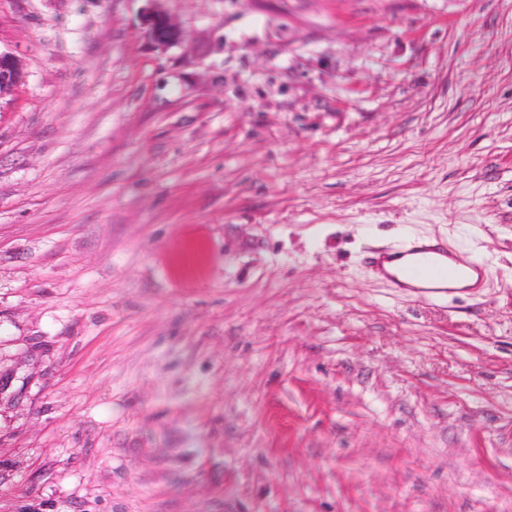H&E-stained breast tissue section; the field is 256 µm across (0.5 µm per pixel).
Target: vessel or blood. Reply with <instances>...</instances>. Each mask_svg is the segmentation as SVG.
<instances>
[{
  "instance_id": "b4317fda",
  "label": "vessel or blood",
  "mask_w": 512,
  "mask_h": 512,
  "mask_svg": "<svg viewBox=\"0 0 512 512\" xmlns=\"http://www.w3.org/2000/svg\"><path fill=\"white\" fill-rule=\"evenodd\" d=\"M367 262L393 287L421 295L465 292L479 287L488 275L483 262L449 250L440 240L406 247L374 246L368 250Z\"/></svg>"
}]
</instances>
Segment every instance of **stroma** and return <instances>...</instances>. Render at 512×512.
<instances>
[{
  "label": "stroma",
  "instance_id": "1",
  "mask_svg": "<svg viewBox=\"0 0 512 512\" xmlns=\"http://www.w3.org/2000/svg\"><path fill=\"white\" fill-rule=\"evenodd\" d=\"M144 6L0 0V512H512V0ZM144 1L147 2V5L143 9L142 22L154 45L161 50L177 46L182 37L179 25L157 7L156 2L159 0ZM22 77V61L14 54L0 50V99L10 93ZM366 259L373 271L394 288L421 295L479 288L488 275L483 262L449 250L448 244L440 240L410 247L373 246Z\"/></svg>",
  "mask_w": 512,
  "mask_h": 512
}]
</instances>
